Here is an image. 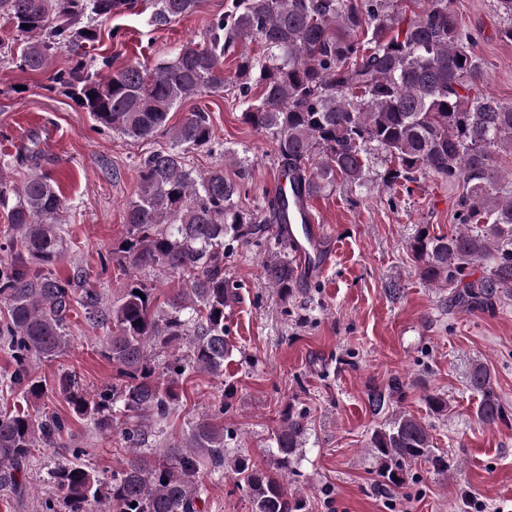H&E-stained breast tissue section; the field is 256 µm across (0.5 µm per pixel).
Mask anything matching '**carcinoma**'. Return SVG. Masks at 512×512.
Listing matches in <instances>:
<instances>
[{
    "instance_id": "obj_1",
    "label": "carcinoma",
    "mask_w": 512,
    "mask_h": 512,
    "mask_svg": "<svg viewBox=\"0 0 512 512\" xmlns=\"http://www.w3.org/2000/svg\"><path fill=\"white\" fill-rule=\"evenodd\" d=\"M405 13L397 0H233L209 22L202 41L191 42L149 66L130 63L113 73L107 57L87 48L99 41L96 21L132 11L138 0H0V17L22 38L6 47L7 62L21 71L44 72L60 52L73 65L52 75L98 127L134 141L163 134L165 150L138 162V187L126 206L127 234L119 246L126 270L157 271L177 280L164 300L137 279L109 306L82 276L56 274L65 252L61 234L65 204L59 186L42 170L38 147L15 156L31 170L19 185L0 173V207L8 209L6 242L0 244V340L15 367L5 386L22 400L45 395L30 359L52 360L69 348L70 317L80 308L86 322L103 331L105 356L120 382L88 395L76 379L60 389L78 417L100 433L121 430L130 451L108 476L72 459L61 460L50 480L62 500L49 512H199L203 467L230 468L251 512H308L307 497L288 486L300 454L305 425L291 409L272 431L274 477L247 455L227 460L224 425L205 416L185 438L160 451L143 448L149 430L161 425L179 402V382L194 372L224 375L232 349L226 310L237 299L224 277V260L243 246L275 245L262 260L267 283L283 301L293 298L297 267L288 256V194L240 206L246 184L224 177V168L199 172L189 154L211 149L210 113L194 110L176 125L169 114L179 103L222 91L240 92L243 120L276 144V160L292 193L315 197L340 181L362 188L371 178L369 158L383 156L385 186L432 177L457 192V227L435 233L423 224L407 242L420 278L446 288L471 310L512 298V173L495 166L512 151V105L480 89L483 63L462 28L454 0H421ZM504 20L501 37L512 42V0H495ZM204 0H150L147 23L159 29L199 11ZM257 43L262 55L247 45ZM236 56L234 75L224 73L226 55ZM259 89L256 96L253 89ZM481 268L475 275L474 268ZM187 351L156 363V351L173 342ZM480 396L476 417L492 427L505 419L488 368L468 379ZM395 383L372 398L382 411L399 398ZM429 411L443 416L448 399L426 396ZM65 422L54 413L25 408L0 410V490L14 492L34 448H58ZM369 449L382 486L400 487L421 461L448 473V456L435 451L430 428L401 412L372 432Z\"/></svg>"
}]
</instances>
